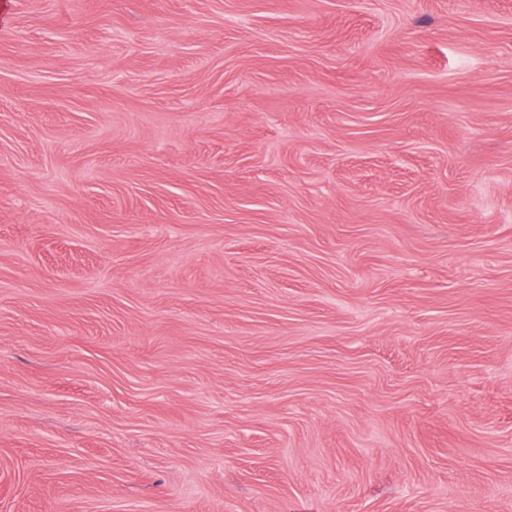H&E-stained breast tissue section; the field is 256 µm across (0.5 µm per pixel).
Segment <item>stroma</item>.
I'll list each match as a JSON object with an SVG mask.
<instances>
[{"mask_svg": "<svg viewBox=\"0 0 512 512\" xmlns=\"http://www.w3.org/2000/svg\"><path fill=\"white\" fill-rule=\"evenodd\" d=\"M0 512H512V0H0Z\"/></svg>", "mask_w": 512, "mask_h": 512, "instance_id": "35a3bbf8", "label": "stroma"}]
</instances>
